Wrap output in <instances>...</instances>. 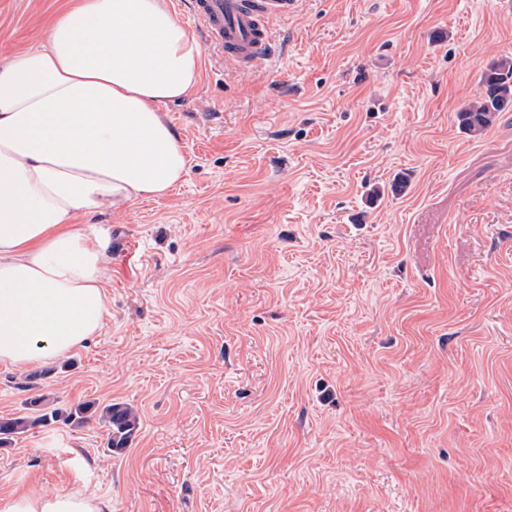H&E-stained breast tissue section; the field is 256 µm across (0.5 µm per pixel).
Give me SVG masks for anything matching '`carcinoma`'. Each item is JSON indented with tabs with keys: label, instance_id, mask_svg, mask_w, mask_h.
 Returning a JSON list of instances; mask_svg holds the SVG:
<instances>
[{
	"label": "carcinoma",
	"instance_id": "carcinoma-1",
	"mask_svg": "<svg viewBox=\"0 0 512 512\" xmlns=\"http://www.w3.org/2000/svg\"><path fill=\"white\" fill-rule=\"evenodd\" d=\"M509 108H512V58L503 57L485 66L480 92L458 110V126L469 136L480 137L493 126L498 114ZM86 410L87 406L83 404L68 411L61 408L47 410L42 407V400L32 399L27 402L26 413L0 418V446L12 442L17 435L62 416L71 422L82 423ZM99 419L108 427V448L114 453L124 450L140 427L138 414L124 403L105 406Z\"/></svg>",
	"mask_w": 512,
	"mask_h": 512
}]
</instances>
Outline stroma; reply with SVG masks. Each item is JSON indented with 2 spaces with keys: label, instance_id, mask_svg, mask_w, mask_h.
<instances>
[{
  "label": "stroma",
  "instance_id": "stroma-1",
  "mask_svg": "<svg viewBox=\"0 0 512 512\" xmlns=\"http://www.w3.org/2000/svg\"><path fill=\"white\" fill-rule=\"evenodd\" d=\"M65 0H0V66ZM277 65L200 60L163 113L190 169L97 215L100 333L0 365V417L121 402L0 447V492L112 512H512V110L456 113L512 56V0H305ZM99 419L108 427V448L113 453L124 450L140 427L138 414L124 403L105 406ZM1 512H111V504L80 491L45 493L30 489L0 496Z\"/></svg>",
  "mask_w": 512,
  "mask_h": 512
}]
</instances>
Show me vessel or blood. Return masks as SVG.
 <instances>
[{"label":"vessel or blood","instance_id":"vessel-or-blood-1","mask_svg":"<svg viewBox=\"0 0 512 512\" xmlns=\"http://www.w3.org/2000/svg\"><path fill=\"white\" fill-rule=\"evenodd\" d=\"M304 0H175L187 13L206 52L242 70L271 63L275 54L271 21L297 14Z\"/></svg>","mask_w":512,"mask_h":512}]
</instances>
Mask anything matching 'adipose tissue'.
Here are the masks:
<instances>
[{
	"instance_id": "ef3b65f1",
	"label": "adipose tissue",
	"mask_w": 512,
	"mask_h": 512,
	"mask_svg": "<svg viewBox=\"0 0 512 512\" xmlns=\"http://www.w3.org/2000/svg\"><path fill=\"white\" fill-rule=\"evenodd\" d=\"M167 0H70L0 67V364L64 356L103 327L105 238L76 218L166 196L189 172L161 109L199 79ZM0 512H111L80 491L0 496Z\"/></svg>"
}]
</instances>
